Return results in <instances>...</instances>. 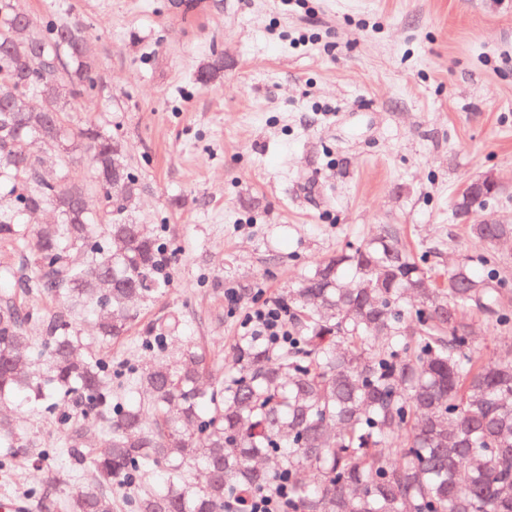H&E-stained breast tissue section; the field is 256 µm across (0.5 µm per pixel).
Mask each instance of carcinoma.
Segmentation results:
<instances>
[{"instance_id": "carcinoma-1", "label": "carcinoma", "mask_w": 512, "mask_h": 512, "mask_svg": "<svg viewBox=\"0 0 512 512\" xmlns=\"http://www.w3.org/2000/svg\"><path fill=\"white\" fill-rule=\"evenodd\" d=\"M97 69L82 23L21 17L0 0V243L10 247L0 279L61 304L39 315L0 297V410L69 397L81 420L61 419L71 457L83 461L89 431L107 444L90 462L93 480L64 505L46 493L45 512H112V487L151 465L167 479L136 512H229L282 480L288 512H512V357L481 356L462 316L472 308L507 325L499 280L466 265L438 280L389 225L288 292V346L241 339L234 375L206 388L204 356L187 346L173 365L134 372L148 405L113 401L112 364L76 354V315L94 313L103 339L125 335L133 302L169 287L174 252L129 221L141 181L112 131L71 115L94 98ZM223 71L216 55L196 80ZM65 155L84 157L90 177L73 179ZM93 193L103 200L95 213L79 204ZM497 195L464 188L454 213ZM46 208L54 223H25ZM469 231L492 258L512 223ZM26 454L27 437L0 416V457Z\"/></svg>"}]
</instances>
